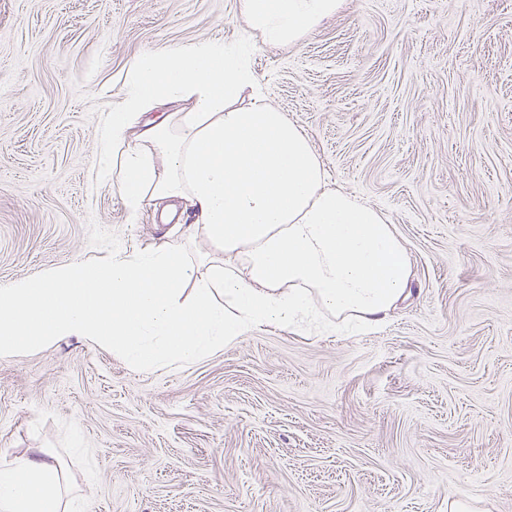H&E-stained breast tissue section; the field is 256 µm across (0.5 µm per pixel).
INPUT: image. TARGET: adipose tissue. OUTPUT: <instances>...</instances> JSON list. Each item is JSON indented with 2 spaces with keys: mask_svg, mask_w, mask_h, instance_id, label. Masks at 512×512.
<instances>
[{
  "mask_svg": "<svg viewBox=\"0 0 512 512\" xmlns=\"http://www.w3.org/2000/svg\"><path fill=\"white\" fill-rule=\"evenodd\" d=\"M338 7L239 0L270 46L296 42ZM165 102L177 111L153 122ZM96 175L118 186L130 221L172 200L194 220L172 225L164 243L0 290V355L75 338L135 369L187 366L257 328L378 327L406 292L407 253L383 211L328 185L241 48L206 41L134 59L104 120ZM199 238L222 260H188L183 246ZM0 512H67L57 464L1 456Z\"/></svg>",
  "mask_w": 512,
  "mask_h": 512,
  "instance_id": "1",
  "label": "adipose tissue"
}]
</instances>
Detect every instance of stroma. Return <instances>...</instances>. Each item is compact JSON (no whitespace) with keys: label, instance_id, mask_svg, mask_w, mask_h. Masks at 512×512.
<instances>
[{"label":"stroma","instance_id":"1","mask_svg":"<svg viewBox=\"0 0 512 512\" xmlns=\"http://www.w3.org/2000/svg\"><path fill=\"white\" fill-rule=\"evenodd\" d=\"M199 41L248 46L411 293L378 330L258 329L188 366L0 356V453L51 455L77 512H512V0H341L283 46L238 0H0V289L161 240L97 179L100 132L135 57Z\"/></svg>","mask_w":512,"mask_h":512}]
</instances>
